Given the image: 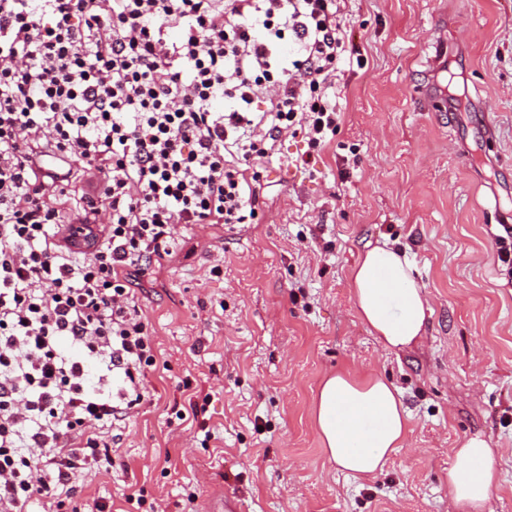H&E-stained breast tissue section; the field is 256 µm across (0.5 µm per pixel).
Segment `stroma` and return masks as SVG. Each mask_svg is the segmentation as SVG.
I'll list each match as a JSON object with an SVG mask.
<instances>
[{
    "label": "stroma",
    "instance_id": "1",
    "mask_svg": "<svg viewBox=\"0 0 512 512\" xmlns=\"http://www.w3.org/2000/svg\"><path fill=\"white\" fill-rule=\"evenodd\" d=\"M346 11L361 54L338 64L330 144L300 168L304 143L278 141L260 222L178 228L176 256L142 278L160 364L111 473L87 478L82 499L135 512L126 497L141 489L160 512H206L222 493L244 512H452L451 451L478 435L500 472L485 512H512V266L495 244L512 225V0ZM383 242L405 252L429 306L421 344L397 353L352 298L366 244ZM336 372L384 375L410 414L406 447L361 482L317 433L314 398ZM186 383L211 396L215 445L172 413Z\"/></svg>",
    "mask_w": 512,
    "mask_h": 512
}]
</instances>
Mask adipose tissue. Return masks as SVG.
Returning <instances> with one entry per match:
<instances>
[{
    "instance_id": "adipose-tissue-1",
    "label": "adipose tissue",
    "mask_w": 512,
    "mask_h": 512,
    "mask_svg": "<svg viewBox=\"0 0 512 512\" xmlns=\"http://www.w3.org/2000/svg\"><path fill=\"white\" fill-rule=\"evenodd\" d=\"M352 286L359 319L386 350L418 344L426 332L428 302L405 253L386 244L369 247L353 269ZM315 414L329 462L356 480L381 473L411 432L396 389L377 375L363 381L346 374L326 377ZM496 483L495 453L484 439L471 437L453 449L448 498L456 512H485Z\"/></svg>"
}]
</instances>
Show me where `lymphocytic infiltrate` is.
<instances>
[{
	"label": "lymphocytic infiltrate",
	"mask_w": 512,
	"mask_h": 512,
	"mask_svg": "<svg viewBox=\"0 0 512 512\" xmlns=\"http://www.w3.org/2000/svg\"><path fill=\"white\" fill-rule=\"evenodd\" d=\"M342 3L0 0V512H110L77 480L146 401L135 287L176 226L253 223L281 136L335 137Z\"/></svg>",
	"instance_id": "obj_1"
}]
</instances>
